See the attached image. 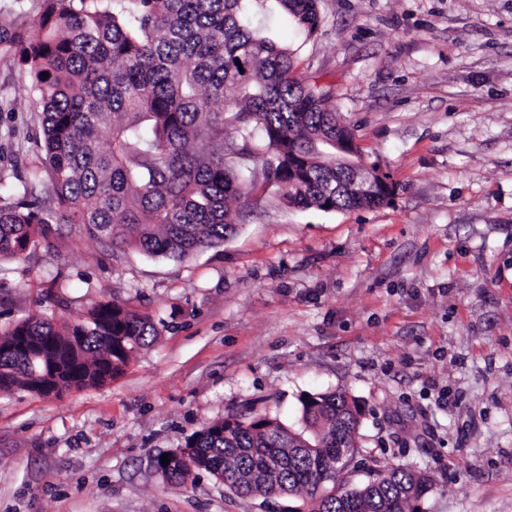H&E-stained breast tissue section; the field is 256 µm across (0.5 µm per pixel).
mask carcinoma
<instances>
[{"label": "carcinoma", "instance_id": "1", "mask_svg": "<svg viewBox=\"0 0 512 512\" xmlns=\"http://www.w3.org/2000/svg\"><path fill=\"white\" fill-rule=\"evenodd\" d=\"M270 1L306 39L318 35L319 0H40L34 16L0 15V56L25 69L44 152L26 173L0 176V258L52 249L62 225L78 224L93 240L182 259L223 243L231 204L250 205L270 183L289 205L323 212L389 203L336 195V151L315 147L336 137L333 93L297 75L296 51L261 32ZM44 183L49 198L37 194ZM159 335L115 299L62 325L30 316L0 333V392L102 385ZM20 340L39 345L35 362L13 349ZM300 402V428L215 421L186 440L188 462L155 471L172 486L205 471L241 496L300 502L288 512H417L430 488L422 472L347 479L356 402L342 392Z\"/></svg>", "mask_w": 512, "mask_h": 512}]
</instances>
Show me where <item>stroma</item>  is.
I'll use <instances>...</instances> for the list:
<instances>
[{
    "instance_id": "stroma-1",
    "label": "stroma",
    "mask_w": 512,
    "mask_h": 512,
    "mask_svg": "<svg viewBox=\"0 0 512 512\" xmlns=\"http://www.w3.org/2000/svg\"><path fill=\"white\" fill-rule=\"evenodd\" d=\"M298 73L331 88L390 204L292 208L277 186L217 247L176 261L81 228L0 260V332L116 298L161 330L124 371L58 397L0 393V512H286L152 467L205 425L300 427L302 396L361 409L353 481L406 466L420 512H512V0H321ZM0 57V169L41 156V119Z\"/></svg>"
}]
</instances>
